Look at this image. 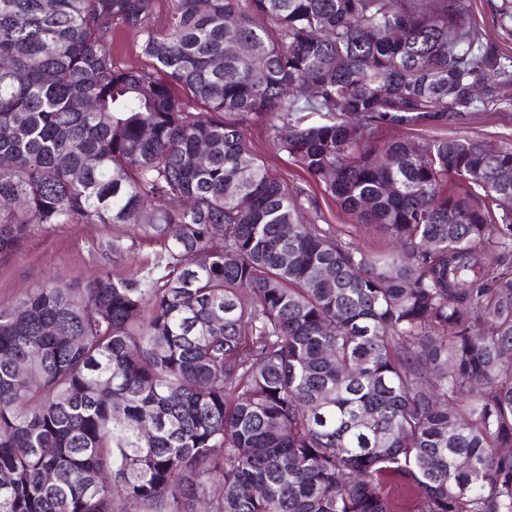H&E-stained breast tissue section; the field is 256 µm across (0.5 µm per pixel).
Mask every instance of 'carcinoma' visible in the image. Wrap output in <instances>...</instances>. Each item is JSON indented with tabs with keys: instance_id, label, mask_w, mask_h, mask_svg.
<instances>
[{
	"instance_id": "cac0c4a2",
	"label": "carcinoma",
	"mask_w": 512,
	"mask_h": 512,
	"mask_svg": "<svg viewBox=\"0 0 512 512\" xmlns=\"http://www.w3.org/2000/svg\"><path fill=\"white\" fill-rule=\"evenodd\" d=\"M155 2L0 0V261L159 247L0 310V512H512V144L384 138L497 107L512 53L467 0ZM267 118L392 249L317 224ZM138 35L133 30H120L114 37V51L119 63L128 66L145 67L146 60L137 50ZM117 229L119 231H117ZM115 233L131 243V226L112 224H62L35 232L18 252L0 262V310L12 308L31 288L52 285L59 280H81L96 269H117L133 275L150 264L158 246L136 239L134 253H106L99 244Z\"/></svg>"
}]
</instances>
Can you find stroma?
<instances>
[{"label": "stroma", "instance_id": "stroma-1", "mask_svg": "<svg viewBox=\"0 0 512 512\" xmlns=\"http://www.w3.org/2000/svg\"><path fill=\"white\" fill-rule=\"evenodd\" d=\"M501 96L508 104L507 109L472 113L458 132L479 141L512 143V84L502 88ZM458 132L448 129L444 135L451 138ZM247 137L252 150L274 174L290 185L316 194V186L306 182L285 155L275 154L266 123L250 126ZM116 233L128 238L133 229L127 225L62 224L35 232L13 257L0 262V310L12 308L26 291L39 286L52 285L64 278L80 280L98 269H117L132 275L153 261L157 246L143 238L136 240V250L130 254L101 251V243Z\"/></svg>", "mask_w": 512, "mask_h": 512}]
</instances>
